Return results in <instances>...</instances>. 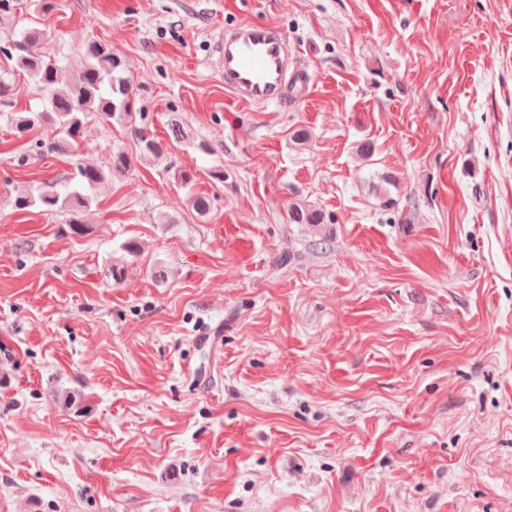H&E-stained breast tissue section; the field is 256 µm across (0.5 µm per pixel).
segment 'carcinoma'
<instances>
[{"label":"carcinoma","mask_w":512,"mask_h":512,"mask_svg":"<svg viewBox=\"0 0 512 512\" xmlns=\"http://www.w3.org/2000/svg\"><path fill=\"white\" fill-rule=\"evenodd\" d=\"M53 38L50 30L33 28L22 35L23 44L15 59L16 69L25 73L30 83L44 93L43 107L22 116L11 118L17 132L24 133L36 126H45L51 137L42 143L46 151L58 148L72 149L78 146L86 120L94 116L102 122L114 120L127 124L128 134L136 141L141 161L160 163L176 145L195 146L209 152L208 145L195 141L193 135L175 120L171 123L170 143L149 136L145 127L132 122L134 89L126 75L123 61L93 36L82 43L83 66L70 81L61 83L66 55L47 58L38 51V45ZM131 166V158L120 151L112 155L105 166L76 165L69 177L75 189L60 193L54 184L48 183L34 193L15 198L19 210L40 207L46 211H66V221L72 233L82 235L85 224L79 219L82 210L96 200L99 189L112 181L116 173H123ZM288 223L307 224L319 228L331 223L326 213L310 203H295L288 207Z\"/></svg>","instance_id":"cac0c4a2"}]
</instances>
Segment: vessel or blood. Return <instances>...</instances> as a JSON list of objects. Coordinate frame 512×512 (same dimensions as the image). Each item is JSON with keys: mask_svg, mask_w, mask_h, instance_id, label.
<instances>
[{"mask_svg": "<svg viewBox=\"0 0 512 512\" xmlns=\"http://www.w3.org/2000/svg\"><path fill=\"white\" fill-rule=\"evenodd\" d=\"M222 40L224 87L233 102L262 107L306 97L310 78L282 28L239 21L225 26Z\"/></svg>", "mask_w": 512, "mask_h": 512, "instance_id": "1", "label": "vessel or blood"}]
</instances>
